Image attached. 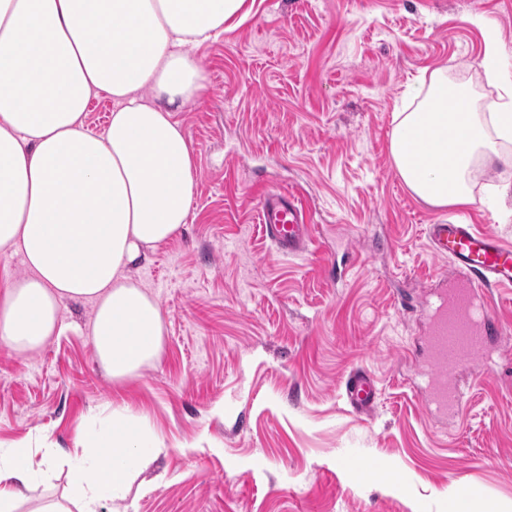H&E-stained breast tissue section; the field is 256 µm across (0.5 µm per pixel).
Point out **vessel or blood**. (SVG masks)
<instances>
[{
  "label": "vessel or blood",
  "instance_id": "b4317fda",
  "mask_svg": "<svg viewBox=\"0 0 512 512\" xmlns=\"http://www.w3.org/2000/svg\"><path fill=\"white\" fill-rule=\"evenodd\" d=\"M257 218L265 238L277 252L295 256L311 240L312 226L303 204L293 193L262 191ZM432 254L452 263L456 275L443 282L436 305L428 307L417 356L428 379L427 406L440 414L455 413L461 402L458 371L487 359L501 323L490 311L491 288H512V246L492 232L448 219L426 229ZM346 399L360 415L372 414L377 381L364 367L352 369L343 382Z\"/></svg>",
  "mask_w": 512,
  "mask_h": 512
}]
</instances>
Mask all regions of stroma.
<instances>
[{
    "instance_id": "35a3bbf8",
    "label": "stroma",
    "mask_w": 512,
    "mask_h": 512,
    "mask_svg": "<svg viewBox=\"0 0 512 512\" xmlns=\"http://www.w3.org/2000/svg\"><path fill=\"white\" fill-rule=\"evenodd\" d=\"M501 82L480 66L488 39ZM205 95L176 115L195 157L185 230L128 274L158 303L159 361L112 384L89 335L94 305L65 301L61 335L0 345V445L62 459L127 407L163 443L107 512H512V290L495 368L462 369L460 411L428 414L413 358L436 278L426 227L457 218L512 243V143L474 173L472 201L413 195L389 154L407 85L440 72L480 101H512V0H255L250 16L194 49ZM293 189L313 215L303 256L284 257L257 223L259 189ZM372 371L370 417L343 380ZM379 465V479L361 470Z\"/></svg>"
}]
</instances>
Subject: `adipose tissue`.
Segmentation results:
<instances>
[{"instance_id": "1", "label": "adipose tissue", "mask_w": 512, "mask_h": 512, "mask_svg": "<svg viewBox=\"0 0 512 512\" xmlns=\"http://www.w3.org/2000/svg\"><path fill=\"white\" fill-rule=\"evenodd\" d=\"M247 0H0V251L31 274L0 286V343L16 352L60 333L62 300L94 304L96 360L121 384L157 362L165 322L124 270L186 226L195 159L174 112L199 99L205 76L188 46L219 39ZM108 125L88 129L93 97ZM395 113L392 162L406 187L439 207L471 203L470 173L512 141V106L476 109L466 85L443 76L411 85ZM123 408L68 459L61 499L32 497L43 463L30 444L0 449V512H102L137 467L162 454ZM92 103H95L97 105L94 110L90 108ZM111 112V99H109L105 95H100L96 98H92L88 110L86 112L85 123L90 129L100 131L107 125Z\"/></svg>"}]
</instances>
